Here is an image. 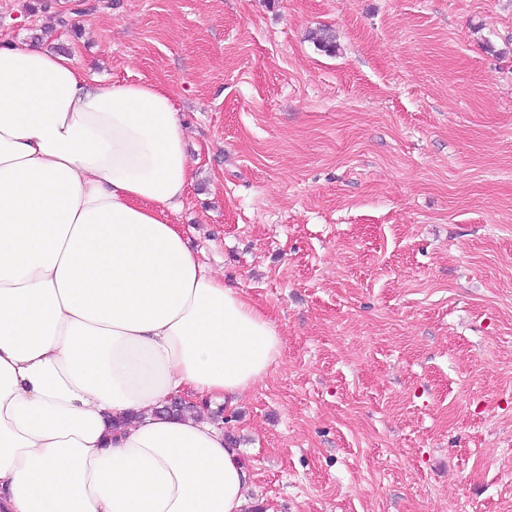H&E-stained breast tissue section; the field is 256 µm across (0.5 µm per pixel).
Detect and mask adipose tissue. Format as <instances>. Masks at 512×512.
I'll return each instance as SVG.
<instances>
[{
    "instance_id": "obj_1",
    "label": "adipose tissue",
    "mask_w": 512,
    "mask_h": 512,
    "mask_svg": "<svg viewBox=\"0 0 512 512\" xmlns=\"http://www.w3.org/2000/svg\"><path fill=\"white\" fill-rule=\"evenodd\" d=\"M160 84L0 47V512H249L206 410L280 355L274 321L169 215L196 178Z\"/></svg>"
}]
</instances>
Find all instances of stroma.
<instances>
[{
	"label": "stroma",
	"mask_w": 512,
	"mask_h": 512,
	"mask_svg": "<svg viewBox=\"0 0 512 512\" xmlns=\"http://www.w3.org/2000/svg\"><path fill=\"white\" fill-rule=\"evenodd\" d=\"M33 41L173 95L170 221L281 334L220 417L264 512H512V0H0Z\"/></svg>",
	"instance_id": "stroma-1"
}]
</instances>
